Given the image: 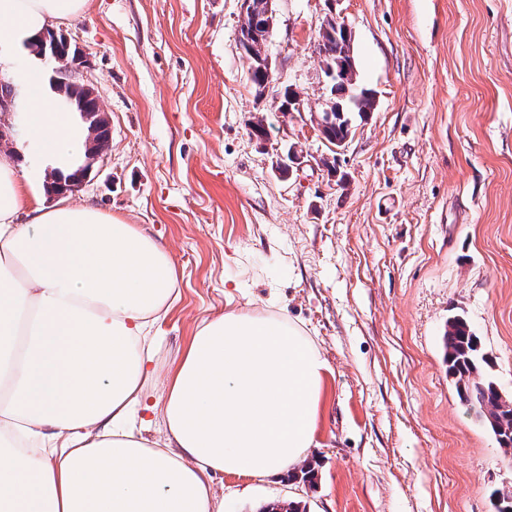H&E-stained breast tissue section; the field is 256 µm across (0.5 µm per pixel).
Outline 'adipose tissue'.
<instances>
[{"mask_svg": "<svg viewBox=\"0 0 512 512\" xmlns=\"http://www.w3.org/2000/svg\"><path fill=\"white\" fill-rule=\"evenodd\" d=\"M88 0H0V48ZM28 146L61 173L88 131L26 71ZM35 184L0 155V512H222L213 478L287 473L305 458L327 365L285 316L224 313L167 375L169 445L129 423L154 375L152 328L176 291L169 252L68 198L18 223Z\"/></svg>", "mask_w": 512, "mask_h": 512, "instance_id": "ef3b65f1", "label": "adipose tissue"}]
</instances>
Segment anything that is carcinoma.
<instances>
[{"label":"carcinoma","instance_id":"carcinoma-1","mask_svg":"<svg viewBox=\"0 0 512 512\" xmlns=\"http://www.w3.org/2000/svg\"><path fill=\"white\" fill-rule=\"evenodd\" d=\"M316 50L323 72L340 70L345 83L336 87L331 124L321 133L328 144L337 147L351 135V110L358 116L374 110L371 90L358 84L351 37L336 26V16L327 13L319 24ZM53 89L63 93V105H75L80 114L97 111L96 99L89 96L76 68H66L49 79ZM448 374L454 378L462 398L479 410L505 453L512 454V397L504 396L486 375L490 361L483 352L478 336L462 316L448 319L444 334Z\"/></svg>","mask_w":512,"mask_h":512}]
</instances>
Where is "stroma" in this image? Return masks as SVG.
<instances>
[{"label": "stroma", "mask_w": 512, "mask_h": 512, "mask_svg": "<svg viewBox=\"0 0 512 512\" xmlns=\"http://www.w3.org/2000/svg\"><path fill=\"white\" fill-rule=\"evenodd\" d=\"M274 10L275 81L260 99L239 0H90L53 24L87 52L81 79L112 128L75 197L165 245L178 276L135 428L166 447L167 372L190 336L273 297L328 366L306 459L315 480L216 475L223 512L288 500L308 512H496L512 455L460 400L443 332L465 317L512 396V0H338L375 109L354 120L333 176L308 116L324 92L325 2ZM286 85L302 117H282ZM295 143L309 163L276 171Z\"/></svg>", "instance_id": "stroma-1"}]
</instances>
